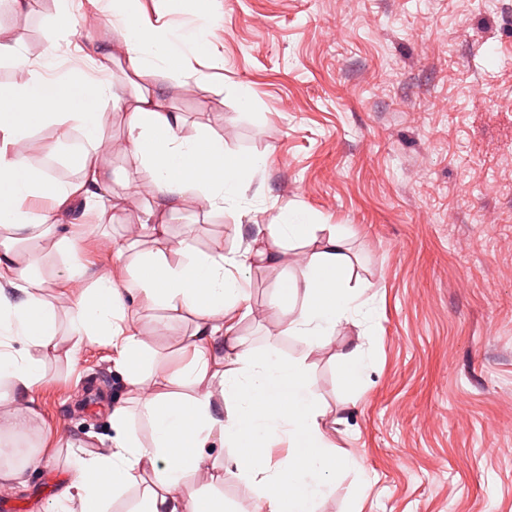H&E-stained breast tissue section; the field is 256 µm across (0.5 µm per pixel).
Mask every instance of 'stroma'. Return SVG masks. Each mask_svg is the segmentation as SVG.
Listing matches in <instances>:
<instances>
[{"label":"stroma","mask_w":512,"mask_h":512,"mask_svg":"<svg viewBox=\"0 0 512 512\" xmlns=\"http://www.w3.org/2000/svg\"><path fill=\"white\" fill-rule=\"evenodd\" d=\"M216 12L222 65L198 58L187 84L160 83L186 134L209 127L265 163L235 206L168 215L169 239L239 253L282 210L307 211L344 231L373 310L308 354L284 335L281 308L307 247L243 271L252 310L235 338L256 354L305 357L336 455L356 463L316 512L356 501L361 512H512V0H218ZM55 21L54 0L0 18L32 59L48 54ZM108 163L125 203L106 232L152 247L131 237L150 195L132 186L129 155ZM143 325L155 372L172 375L191 318L158 310ZM354 344L367 366L352 386L337 358ZM116 359L103 344L47 359L29 393L40 430L17 445L48 462L24 487H0V512H56L72 452L110 450L107 409L132 404ZM210 451L223 479L204 469L192 488L216 487L226 512H253L234 449L216 438Z\"/></svg>","instance_id":"1"}]
</instances>
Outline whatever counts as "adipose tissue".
<instances>
[{
    "mask_svg": "<svg viewBox=\"0 0 512 512\" xmlns=\"http://www.w3.org/2000/svg\"><path fill=\"white\" fill-rule=\"evenodd\" d=\"M63 24L50 26L46 57L25 60L28 77L0 90V436L31 433L36 414L24 401L45 375V361L57 354L56 300L68 301L71 347L84 343L114 348L125 382L136 392L140 415L151 428L143 442L127 408L109 412L113 430L109 453L76 461L77 480L64 499H78L81 512H110L130 487L143 491L130 512H207L197 492L176 496L192 472L206 467L207 446L219 436L237 448L235 468L253 483L256 512H314L323 488L342 464L326 431L327 411L313 392L314 377L300 359H275L231 345V365L211 363L212 345L232 335L237 318L251 312L241 270L248 265L285 264L284 243L309 248L299 279L291 283L296 303L288 310L286 335L306 350L326 344L336 329L363 314L360 287L350 277V259L337 231H324L309 213L276 216L266 234L244 253L205 252L191 240L171 242L126 259L114 248L110 262L96 269L78 264L81 242L110 223L123 202L114 193L104 159L125 149L135 171L147 174L152 204L141 235L165 237L164 216L187 203L220 208L233 204L260 159L226 151L208 128L183 135L184 118L173 111L159 77L190 76V54L210 49L209 24L172 30L142 8L140 0H97L109 22L108 34L88 36L82 16L57 0ZM91 62L88 76L82 62ZM125 62L129 91L113 89L112 65ZM122 113L126 143L106 137L112 113ZM49 127L55 145L80 135L77 177L62 184L21 153L32 133ZM49 207L34 210L33 202ZM97 210L99 224L83 221ZM57 261L63 273L52 280L34 275L38 263ZM164 309L191 315L195 328L183 350L189 364L178 379L153 375L154 351L143 336L145 311ZM223 401L227 413L216 412ZM287 441L289 454L276 467L242 453V446L271 438Z\"/></svg>",
    "mask_w": 512,
    "mask_h": 512,
    "instance_id": "obj_1",
    "label": "adipose tissue"
}]
</instances>
